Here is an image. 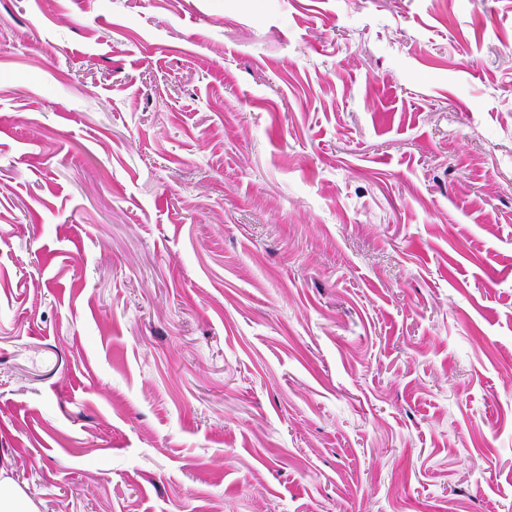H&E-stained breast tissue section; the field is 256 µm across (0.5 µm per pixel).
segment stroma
Returning a JSON list of instances; mask_svg holds the SVG:
<instances>
[{"mask_svg":"<svg viewBox=\"0 0 512 512\" xmlns=\"http://www.w3.org/2000/svg\"><path fill=\"white\" fill-rule=\"evenodd\" d=\"M0 448L41 512H512V0H0Z\"/></svg>","mask_w":512,"mask_h":512,"instance_id":"stroma-1","label":"stroma"}]
</instances>
